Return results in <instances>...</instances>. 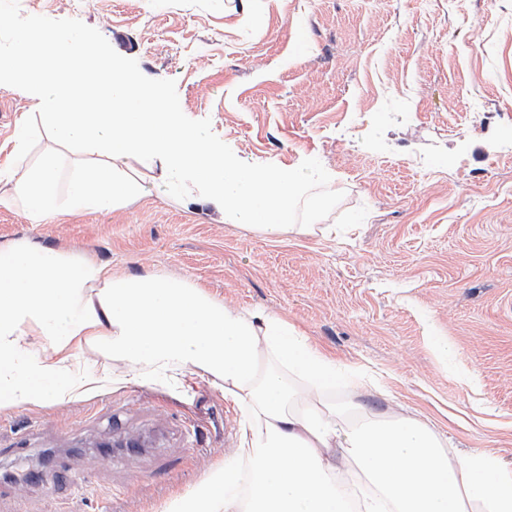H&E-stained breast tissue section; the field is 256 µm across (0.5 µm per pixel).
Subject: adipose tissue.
Listing matches in <instances>:
<instances>
[{
	"label": "adipose tissue",
	"mask_w": 512,
	"mask_h": 512,
	"mask_svg": "<svg viewBox=\"0 0 512 512\" xmlns=\"http://www.w3.org/2000/svg\"><path fill=\"white\" fill-rule=\"evenodd\" d=\"M49 340L31 354L28 335ZM84 342L144 375H208L242 418L231 461L179 512H512V468L458 454L398 411L325 398L340 371L280 316L224 306L194 285L116 277L50 249L0 250V407L61 404L111 384L68 367Z\"/></svg>",
	"instance_id": "ef3b65f1"
}]
</instances>
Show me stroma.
I'll list each match as a JSON object with an SVG mask.
<instances>
[{
	"label": "stroma",
	"mask_w": 512,
	"mask_h": 512,
	"mask_svg": "<svg viewBox=\"0 0 512 512\" xmlns=\"http://www.w3.org/2000/svg\"><path fill=\"white\" fill-rule=\"evenodd\" d=\"M77 19L242 161H321L344 198L306 234L231 223L198 193L30 223L18 243L173 277L282 316L352 376L367 413L402 406L462 452L512 463V0H18ZM27 92L0 88V168ZM447 342L440 352L439 342ZM111 387L0 408V512H168L238 446L240 413L210 379H137L82 344Z\"/></svg>",
	"instance_id": "1"
}]
</instances>
